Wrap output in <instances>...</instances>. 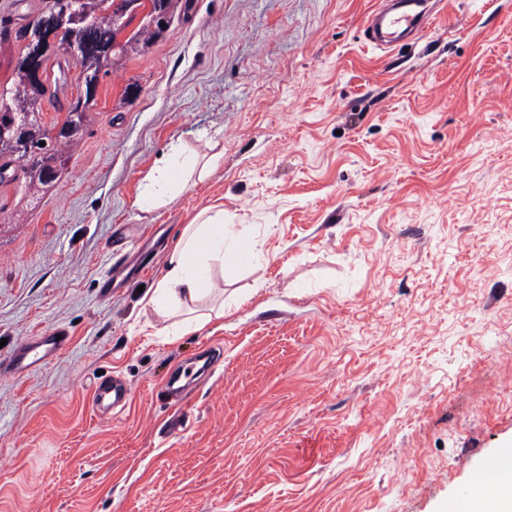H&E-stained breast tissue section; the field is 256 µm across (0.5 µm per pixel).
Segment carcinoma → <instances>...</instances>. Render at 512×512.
Returning a JSON list of instances; mask_svg holds the SVG:
<instances>
[{
  "label": "carcinoma",
  "instance_id": "1",
  "mask_svg": "<svg viewBox=\"0 0 512 512\" xmlns=\"http://www.w3.org/2000/svg\"><path fill=\"white\" fill-rule=\"evenodd\" d=\"M150 8L140 20L139 25L129 33L123 42L118 41L121 35L134 21L136 15L127 14L115 25H100L96 23L97 14L105 8L104 0H54L50 14L62 12H77L85 16L84 28L86 34L95 43L98 54L76 60L82 70L91 79H97L100 74L108 73L112 68V59L118 54L133 51L139 45L146 44L154 36L162 32L159 24L153 22L154 14L162 7L171 15L177 7V0H149ZM28 73L22 65L15 68V78L11 86L0 88V172L15 167L22 173L26 189L35 193L48 190L43 172L48 167L55 170V178H60L65 170L67 157L61 147L79 143L81 137L74 134L69 137L51 134V131L40 122V101L47 89L41 87L39 96L28 93ZM93 102L85 98L71 102L63 125L77 130L85 129L88 124L89 112ZM34 126V132L28 142L21 143L13 139L14 128L24 122ZM45 145H40V142Z\"/></svg>",
  "mask_w": 512,
  "mask_h": 512
}]
</instances>
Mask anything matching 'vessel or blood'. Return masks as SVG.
Here are the masks:
<instances>
[{
  "mask_svg": "<svg viewBox=\"0 0 512 512\" xmlns=\"http://www.w3.org/2000/svg\"><path fill=\"white\" fill-rule=\"evenodd\" d=\"M425 0H380L368 15L365 39L373 48L385 51L400 39L420 38L430 29L435 16L424 8ZM68 334L49 333L35 337L14 352L5 366L6 372L19 373L46 364L68 345ZM129 396L126 383L118 377L100 381L94 391L93 407L104 411L125 406Z\"/></svg>",
  "mask_w": 512,
  "mask_h": 512,
  "instance_id": "b4317fda",
  "label": "vessel or blood"
}]
</instances>
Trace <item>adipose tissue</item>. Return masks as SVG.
<instances>
[{
    "instance_id": "ef3b65f1",
    "label": "adipose tissue",
    "mask_w": 512,
    "mask_h": 512,
    "mask_svg": "<svg viewBox=\"0 0 512 512\" xmlns=\"http://www.w3.org/2000/svg\"><path fill=\"white\" fill-rule=\"evenodd\" d=\"M215 158L173 152L160 160L145 187L144 202L156 205L204 179ZM240 263L254 256L252 243L224 224L223 211L204 208L186 224L167 253L162 277L143 296L147 307L172 319L175 327L201 329L224 315V259Z\"/></svg>"
}]
</instances>
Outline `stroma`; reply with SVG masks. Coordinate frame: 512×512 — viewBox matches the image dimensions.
I'll use <instances>...</instances> for the list:
<instances>
[{
  "instance_id": "1",
  "label": "stroma",
  "mask_w": 512,
  "mask_h": 512,
  "mask_svg": "<svg viewBox=\"0 0 512 512\" xmlns=\"http://www.w3.org/2000/svg\"><path fill=\"white\" fill-rule=\"evenodd\" d=\"M51 3L0 0V87ZM376 5L179 0L100 78L55 186L0 181V361L71 338L0 376V512H445L512 448V0H435L388 53L364 42ZM64 58L43 67L48 127L84 90ZM178 146L222 159L142 209ZM208 205L257 258L225 262L223 319L171 336L141 290ZM112 374L129 401L94 412ZM60 335V339H57ZM69 336L63 329L55 330L43 336H36L25 346L14 352L3 370L9 373H19L46 364L60 354L68 345Z\"/></svg>"
}]
</instances>
